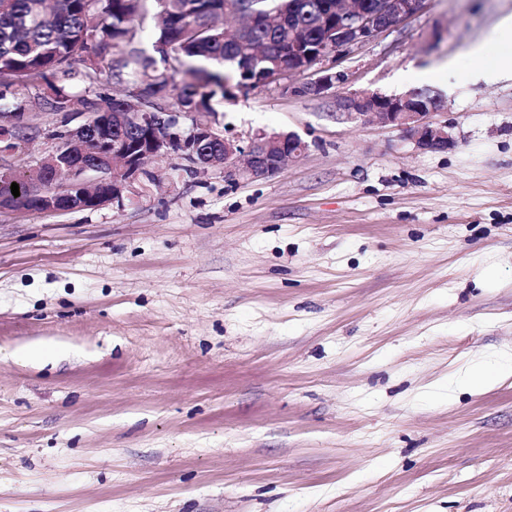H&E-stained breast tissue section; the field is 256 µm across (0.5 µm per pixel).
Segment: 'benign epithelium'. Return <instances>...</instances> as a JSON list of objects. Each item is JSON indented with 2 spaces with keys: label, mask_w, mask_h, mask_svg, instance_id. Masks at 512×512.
I'll use <instances>...</instances> for the list:
<instances>
[{
  "label": "benign epithelium",
  "mask_w": 512,
  "mask_h": 512,
  "mask_svg": "<svg viewBox=\"0 0 512 512\" xmlns=\"http://www.w3.org/2000/svg\"><path fill=\"white\" fill-rule=\"evenodd\" d=\"M361 0H336L333 17L318 23L321 39L288 43V72L301 73L314 68L333 52L346 51L389 30L400 21L419 12L425 0H374L359 6ZM341 79V75L324 74L298 87L305 96H319ZM339 115L350 120H373L406 133L422 151H445L456 141L450 126L439 124L433 116L440 109V100L419 91L398 96H381L362 92L338 100ZM190 118L191 125L183 130L179 116ZM72 117L62 116L60 128L52 133L55 149L41 160L46 163L55 155L70 149V141L83 125L69 127ZM25 113H0V153L12 151L19 141L11 138L10 130L26 127ZM308 145L294 132L260 134L248 143L226 137L217 129L213 112H114L112 130L98 132L88 152L101 161L122 156L121 162L106 169L101 166L84 168L80 174L70 173L67 182L53 187L54 200L83 197L82 188L89 185L86 175L97 174L94 184L109 185L105 196L93 197L95 206L122 198L123 190L145 173L147 159L162 152H174L193 166L214 165V157H224V179L234 182L243 176L258 177L281 170L299 158Z\"/></svg>",
  "instance_id": "obj_1"
}]
</instances>
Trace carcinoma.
I'll return each mask as SVG.
<instances>
[{"mask_svg": "<svg viewBox=\"0 0 512 512\" xmlns=\"http://www.w3.org/2000/svg\"><path fill=\"white\" fill-rule=\"evenodd\" d=\"M0 0V113L4 101L16 98V88L44 83L50 94L42 97L45 111L53 114L71 110L72 98L64 87L49 77L66 75L73 65L84 66L89 86L99 76L113 73V49L130 46L122 67L129 70L128 90L145 85L157 101H173L181 112L212 111L210 101L226 82L240 78V66L249 59L247 49L224 43V30L216 20L224 15V6L235 0ZM330 0H266L264 5L282 18L271 26L257 21L253 35L267 42L288 66V41L300 35L317 40L305 27L307 19L327 10ZM158 8L161 25L156 29L153 53L136 46L135 22L152 8ZM194 73L190 82L177 81L180 68ZM132 94L115 98L92 91L83 99L89 122L77 140H91L100 124L112 119L114 112L134 111ZM49 186L50 168L42 167L19 183L20 196L11 192V182L3 181L0 202L25 209L48 208L44 195L33 191L29 182Z\"/></svg>", "mask_w": 512, "mask_h": 512, "instance_id": "carcinoma-1", "label": "carcinoma"}]
</instances>
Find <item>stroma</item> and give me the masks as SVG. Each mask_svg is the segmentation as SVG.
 I'll return each mask as SVG.
<instances>
[{
	"label": "stroma",
	"instance_id": "35a3bbf8",
	"mask_svg": "<svg viewBox=\"0 0 512 512\" xmlns=\"http://www.w3.org/2000/svg\"><path fill=\"white\" fill-rule=\"evenodd\" d=\"M511 13L426 0L322 96H215L226 136L308 143L276 173L169 153L118 202L0 209V512H512V380H468L512 366V80L470 76ZM448 62L454 148L337 120ZM47 93L0 166L52 151Z\"/></svg>",
	"mask_w": 512,
	"mask_h": 512
}]
</instances>
